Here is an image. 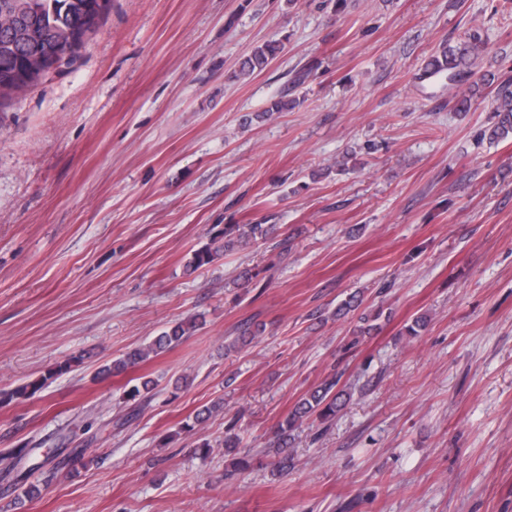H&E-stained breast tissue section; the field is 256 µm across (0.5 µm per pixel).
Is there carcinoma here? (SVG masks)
I'll return each mask as SVG.
<instances>
[{
	"instance_id": "1",
	"label": "carcinoma",
	"mask_w": 512,
	"mask_h": 512,
	"mask_svg": "<svg viewBox=\"0 0 512 512\" xmlns=\"http://www.w3.org/2000/svg\"><path fill=\"white\" fill-rule=\"evenodd\" d=\"M112 0H0V73L24 72L31 66L28 58L31 47H38L42 53L55 56L58 60H72L85 47L100 24L108 16ZM484 45L479 29L469 28L463 32L461 41L451 46L448 41L440 43L425 61L423 69L427 76L456 86L470 72L477 50ZM282 51V43L269 41L256 46L240 64L234 77L251 76L265 70ZM480 92V85L472 82L467 90H457L456 110L467 111L471 101ZM497 122L485 130L491 140L512 138V77H506L497 85L494 97ZM268 229L263 224H251L244 230L238 224L224 225L222 234L196 251L187 263L193 271L208 265L224 255V251L246 246L250 240L265 237ZM196 319H183L167 325L148 343L126 353L123 357L102 366L97 378L107 380L137 367L154 357L169 352L182 344L195 331ZM79 361L73 357L64 363L49 368L39 378L11 390H0V404L17 399H29L41 392L48 381L70 369ZM343 373L336 371L328 375L319 385L304 394L295 403L286 418L270 431L269 448L273 453L272 465L277 474L288 473L292 466L290 451L293 432L313 419L326 426L336 413L347 403L350 394L339 387ZM154 384L145 380L130 388L128 396L133 400L146 402L153 396ZM220 409L214 403L197 411L192 420L182 424L180 430L190 433L204 423L207 417ZM16 504L24 506L38 498L41 490L38 484L29 481L24 474L16 480Z\"/></svg>"
}]
</instances>
